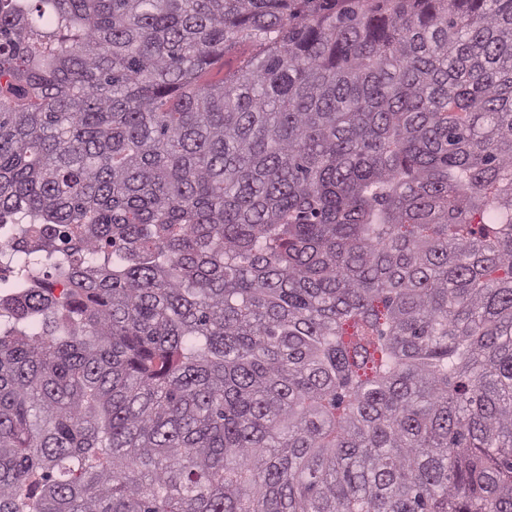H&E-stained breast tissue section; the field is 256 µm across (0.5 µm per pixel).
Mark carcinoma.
<instances>
[{"mask_svg": "<svg viewBox=\"0 0 512 512\" xmlns=\"http://www.w3.org/2000/svg\"><path fill=\"white\" fill-rule=\"evenodd\" d=\"M5 257L0 512H512V0H0ZM255 53V48L249 42H240L234 47L226 51L221 61L214 66L211 70L204 73L201 78V83H214L224 78V73L233 72L238 69L241 62Z\"/></svg>", "mask_w": 512, "mask_h": 512, "instance_id": "obj_1", "label": "carcinoma"}]
</instances>
